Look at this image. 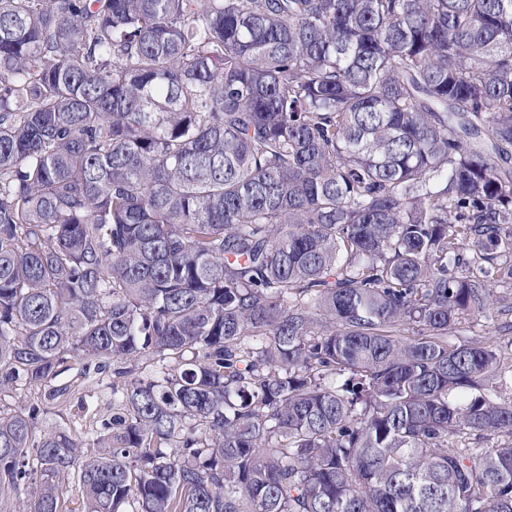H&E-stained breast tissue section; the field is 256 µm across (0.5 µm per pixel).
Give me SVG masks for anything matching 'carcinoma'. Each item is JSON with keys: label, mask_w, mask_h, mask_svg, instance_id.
I'll return each instance as SVG.
<instances>
[{"label": "carcinoma", "mask_w": 512, "mask_h": 512, "mask_svg": "<svg viewBox=\"0 0 512 512\" xmlns=\"http://www.w3.org/2000/svg\"><path fill=\"white\" fill-rule=\"evenodd\" d=\"M511 161L512 0H0V395L113 375L0 489L512 512ZM505 318H501V316L497 313L493 314V317L489 320H486L484 318L481 319V322H472L469 323L466 322L462 327L464 329H471L475 331L477 334H484V330H491L493 331V336H495L498 347H501L502 349H510L512 348V330L506 331V332H499V329L497 327L499 326V323H501ZM470 328H467L469 327ZM87 359L72 357L65 364L67 370L55 378L49 379L39 389H19L10 396L2 395L4 409L37 407L35 432L40 434L49 428H59L70 434L83 446L84 452H93L92 446L96 421L102 416L112 414V367L97 374L93 370L85 372ZM67 387L64 395L49 399L48 393Z\"/></svg>", "instance_id": "1"}]
</instances>
